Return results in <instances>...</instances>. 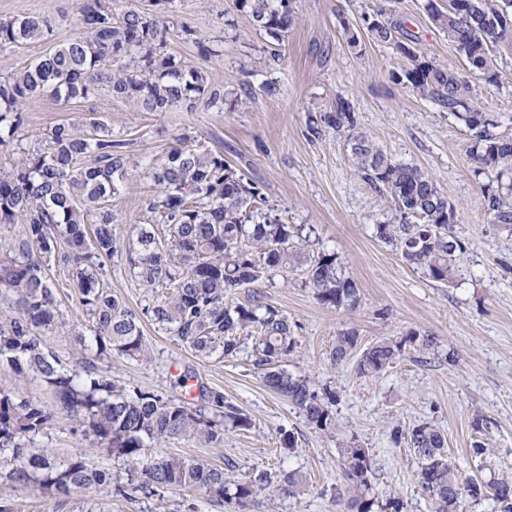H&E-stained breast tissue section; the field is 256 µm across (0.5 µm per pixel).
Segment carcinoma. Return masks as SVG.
I'll return each mask as SVG.
<instances>
[{
  "instance_id": "cac0c4a2",
  "label": "carcinoma",
  "mask_w": 512,
  "mask_h": 512,
  "mask_svg": "<svg viewBox=\"0 0 512 512\" xmlns=\"http://www.w3.org/2000/svg\"><path fill=\"white\" fill-rule=\"evenodd\" d=\"M86 35L58 45L28 67L0 77V149L14 144L25 101L52 96L63 103L104 92L139 112H193L200 103H224L207 85L202 72L167 53V16L136 8L121 9L116 0H76ZM252 26L276 41L294 20V0H234ZM472 23L441 13L435 25L464 57L468 67L497 81L496 49L512 43V0H480ZM368 27L380 42H396L410 61L400 78L423 98H430L475 132L471 154L477 163L496 171L497 183L482 189V208L504 227L512 226V138L495 132L497 122L474 108L468 83L453 72L420 60L406 40L395 14L382 8ZM52 28L48 16L21 13L0 20V50L39 41ZM85 130L55 125L49 148H19L0 162V229H22L0 236V367L15 373L33 372L54 395V404L19 391L0 390V465L20 487L40 486L54 495L97 490L112 498L159 496L171 489L204 490L221 506L233 501L238 512H252L263 490L293 495L303 484L290 473L274 485L259 475L229 481L224 469L200 459L164 454L144 462L149 448L172 440L223 441L228 428L248 429L251 419L210 391L204 404L175 400L163 393L118 385L92 361L78 369L62 365L45 336L59 322L57 291L47 270L58 257L74 268L78 304L88 321L80 333L83 349L97 357L145 356L143 319L173 337L198 358L233 359L241 351V335L256 334L254 366L265 383L299 407L306 421L325 431L335 423L333 398L323 399L308 380L278 368L296 345L288 317L255 294L248 303L235 291L273 272H286L305 262L301 230L284 223L272 209L257 206L261 195L249 182L199 139L182 134L162 159L134 160L112 129L97 117L84 119ZM347 134L355 173L377 195L393 203L392 220L375 225L378 238L393 246L412 267L435 281L450 282L456 252L463 250L454 235L456 210L435 181L417 168L384 154L364 136L353 134L357 117L349 100L338 97L336 109L309 123ZM145 165L156 195L146 211L166 234L140 225L123 241L118 216L105 202L116 194L130 169ZM63 238L68 251L57 254ZM122 256L143 287L169 289L161 299L136 311L112 295L104 280L105 261ZM308 280L322 304L354 311L359 295L345 277L336 256L320 253L310 260ZM357 345V336H336L332 360L343 362ZM402 343L380 341L363 351L362 374L385 371ZM67 413L78 426L90 429L115 458L123 461L126 480L112 481L80 453L58 462L32 452L34 440L50 430L56 414ZM410 444L418 459V481L435 512H453L463 496L490 495L499 512H512V483L482 484L462 478L449 460L444 434L430 423L412 428ZM348 509L375 512L370 497L372 466L366 448L340 449Z\"/></svg>"
}]
</instances>
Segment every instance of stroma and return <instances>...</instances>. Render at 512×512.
Listing matches in <instances>:
<instances>
[{"label": "stroma", "instance_id": "35a3bbf8", "mask_svg": "<svg viewBox=\"0 0 512 512\" xmlns=\"http://www.w3.org/2000/svg\"><path fill=\"white\" fill-rule=\"evenodd\" d=\"M175 5L167 50L203 72L223 96L225 109L153 113L106 94L69 104L39 97L24 104L18 136L23 147L43 148L54 125H77L92 115L111 128L113 139L125 142L132 157L158 159L186 133L223 152L282 221L310 229V252L334 253L355 284L357 311L320 303L301 268L271 273L255 289H238L235 298L244 302L259 292L295 323L296 346L279 367L308 379L318 395H335V425L327 431L312 428L295 405L265 386L253 366L249 338L234 359L202 360L147 321V359L104 358L97 362L99 370L115 381L192 404L209 391L223 392L250 418L251 427L226 430L218 445L172 441L164 451L205 460L238 481L259 471L276 480L286 473L303 476V493L260 496L254 512H336L345 484L338 451L352 443L370 453L375 500L400 501L402 512H433L418 483L409 439L412 428L425 422L444 434L449 458L466 477L512 483V229L494 224L481 205V189L495 183L496 172L472 158L474 137L463 121L395 81L408 61L394 45L374 41L366 20L380 7L392 6L415 37L417 55L463 77L474 107L495 117L498 133L511 137L512 48L499 49L498 81L492 84L467 67L433 24L431 12H447L448 0H296L295 21L279 61L273 62L267 58L269 37L252 29L233 0H176ZM20 12L50 16L53 28L45 40L0 51L2 77L84 33L72 0H0V20ZM345 23L357 32L359 49L343 40ZM187 29L192 37H184ZM203 44L215 49L216 57L202 56ZM245 84L255 96L240 105L236 98ZM340 96L354 106L357 132L432 177L456 206L454 230L464 251L453 282L434 281L378 239L375 226L391 218V202L355 174L344 137L329 128L311 135L309 122L320 119ZM157 191L141 169L129 172L108 202L123 221L122 232L150 221L144 202ZM106 271L113 295L132 309L165 293L161 287L143 288L120 258L108 261ZM48 274L58 291L63 326L47 341L73 368L81 358L75 336L87 317L77 304L72 268L55 261ZM342 331L355 332L357 345L336 364L331 350ZM427 335L435 337L436 346L422 355L415 339ZM388 338L403 342L401 355L378 377L362 375V352ZM74 425L67 414H58L54 429L37 438L36 450L61 460L80 451L122 477V461ZM477 441L484 454H474ZM3 506L9 512H234L233 504L216 506L202 492L173 489L132 502L92 491L58 498L0 477Z\"/></svg>", "mask_w": 512, "mask_h": 512}]
</instances>
